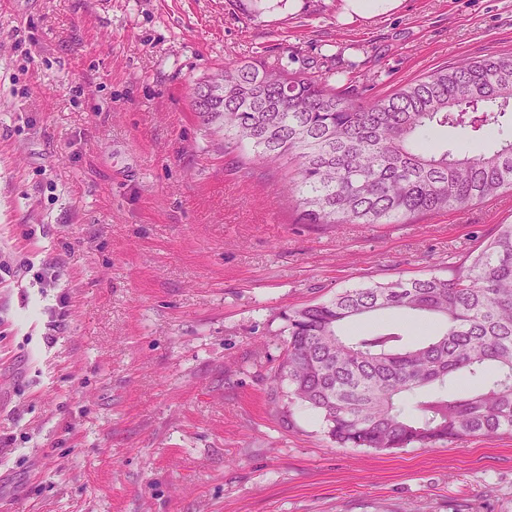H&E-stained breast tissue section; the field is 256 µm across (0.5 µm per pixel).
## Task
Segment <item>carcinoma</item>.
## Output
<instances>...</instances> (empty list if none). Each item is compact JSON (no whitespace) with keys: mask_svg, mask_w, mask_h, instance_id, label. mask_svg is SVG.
Returning a JSON list of instances; mask_svg holds the SVG:
<instances>
[{"mask_svg":"<svg viewBox=\"0 0 512 512\" xmlns=\"http://www.w3.org/2000/svg\"><path fill=\"white\" fill-rule=\"evenodd\" d=\"M195 83L192 108L224 152L282 175L308 224H408L512 192V52L440 65L357 102L351 80L228 63ZM486 143L475 154L429 140L437 128ZM395 311L429 320L344 332ZM273 372L286 403L314 410L341 448L431 447L512 431V224L448 277L345 289L286 315Z\"/></svg>","mask_w":512,"mask_h":512,"instance_id":"carcinoma-1","label":"carcinoma"}]
</instances>
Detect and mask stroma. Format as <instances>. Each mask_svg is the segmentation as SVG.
I'll list each match as a JSON object with an SVG mask.
<instances>
[{
    "label": "stroma",
    "instance_id": "stroma-1",
    "mask_svg": "<svg viewBox=\"0 0 512 512\" xmlns=\"http://www.w3.org/2000/svg\"><path fill=\"white\" fill-rule=\"evenodd\" d=\"M340 6L0 0V512H512V432L341 448L269 386L288 310L447 276L512 224L508 193L305 224L201 123L190 89L227 62L372 97L512 52V0ZM403 0H342L341 20L351 23L387 15L402 6Z\"/></svg>",
    "mask_w": 512,
    "mask_h": 512
}]
</instances>
